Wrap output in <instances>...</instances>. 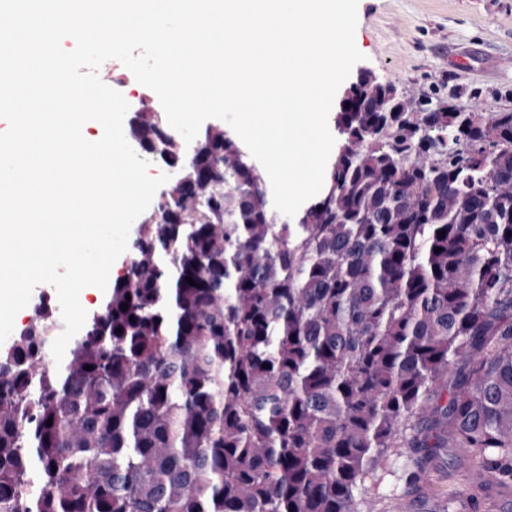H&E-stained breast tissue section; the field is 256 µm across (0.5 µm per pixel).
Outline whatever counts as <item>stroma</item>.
Here are the masks:
<instances>
[{
	"instance_id": "1",
	"label": "stroma",
	"mask_w": 512,
	"mask_h": 512,
	"mask_svg": "<svg viewBox=\"0 0 512 512\" xmlns=\"http://www.w3.org/2000/svg\"><path fill=\"white\" fill-rule=\"evenodd\" d=\"M356 70L408 93L452 100L464 110L512 112V0H358ZM447 464L425 466L416 483L390 457L367 482L374 512H507L512 488L471 483L473 460L445 448Z\"/></svg>"
}]
</instances>
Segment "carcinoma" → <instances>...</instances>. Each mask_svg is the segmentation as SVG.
Instances as JSON below:
<instances>
[{"label": "carcinoma", "mask_w": 512, "mask_h": 512, "mask_svg": "<svg viewBox=\"0 0 512 512\" xmlns=\"http://www.w3.org/2000/svg\"><path fill=\"white\" fill-rule=\"evenodd\" d=\"M414 102L353 83L288 223L238 138L141 113L186 177L60 366L49 302L0 350V512H372L398 448L512 484V112Z\"/></svg>", "instance_id": "cac0c4a2"}]
</instances>
